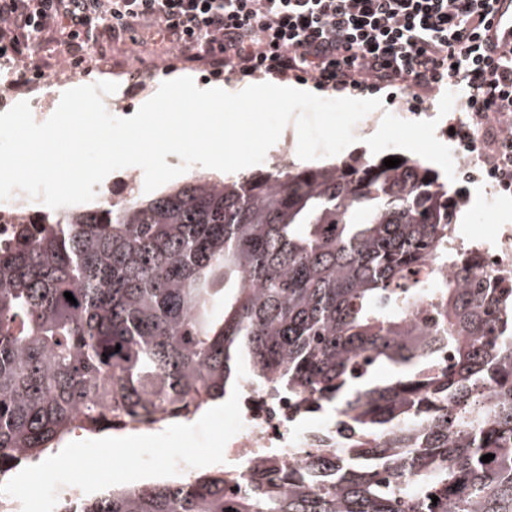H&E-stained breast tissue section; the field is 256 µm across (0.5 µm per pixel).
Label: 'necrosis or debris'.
<instances>
[{
    "label": "necrosis or debris",
    "instance_id": "obj_1",
    "mask_svg": "<svg viewBox=\"0 0 512 512\" xmlns=\"http://www.w3.org/2000/svg\"><path fill=\"white\" fill-rule=\"evenodd\" d=\"M470 245L473 276L498 293L512 292V236L474 238ZM240 407L244 427L227 443L223 464L238 476L274 463L308 464L318 453L316 436L332 443L344 433L331 412L303 413L290 396H271L262 385L249 386Z\"/></svg>",
    "mask_w": 512,
    "mask_h": 512
}]
</instances>
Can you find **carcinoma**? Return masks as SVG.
Returning a JSON list of instances; mask_svg holds the SVG:
<instances>
[{
    "mask_svg": "<svg viewBox=\"0 0 512 512\" xmlns=\"http://www.w3.org/2000/svg\"><path fill=\"white\" fill-rule=\"evenodd\" d=\"M383 161L196 173L23 220L0 246V469L50 457L76 428L189 421L252 382L340 404L357 437L237 493L218 469L78 512H512V295L448 251L456 203L439 174ZM436 246L458 275L422 328L410 314Z\"/></svg>",
    "mask_w": 512,
    "mask_h": 512,
    "instance_id": "cac0c4a2",
    "label": "carcinoma"
}]
</instances>
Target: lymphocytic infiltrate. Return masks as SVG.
<instances>
[{
  "mask_svg": "<svg viewBox=\"0 0 512 512\" xmlns=\"http://www.w3.org/2000/svg\"><path fill=\"white\" fill-rule=\"evenodd\" d=\"M494 0H0V57L26 61L33 39L65 31L73 66L99 38L165 42L213 72L269 74L337 93L383 88L422 105L441 87L465 91L460 145L512 192V49L495 51Z\"/></svg>",
  "mask_w": 512,
  "mask_h": 512,
  "instance_id": "f902f5d3",
  "label": "lymphocytic infiltrate"
}]
</instances>
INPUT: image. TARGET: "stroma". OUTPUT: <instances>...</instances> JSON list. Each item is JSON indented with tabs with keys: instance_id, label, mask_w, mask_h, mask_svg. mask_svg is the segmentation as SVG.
I'll return each mask as SVG.
<instances>
[{
	"instance_id": "35a3bbf8",
	"label": "stroma",
	"mask_w": 512,
	"mask_h": 512,
	"mask_svg": "<svg viewBox=\"0 0 512 512\" xmlns=\"http://www.w3.org/2000/svg\"><path fill=\"white\" fill-rule=\"evenodd\" d=\"M99 51L113 66L128 71H140L142 76L153 79L152 88H145L141 80L129 79L126 75L113 94L104 96L103 102L109 112L136 110L154 94L155 86L174 76L189 72L197 81L216 82L235 88L261 83V76H230L214 73L200 63L185 59L155 46L138 47L131 44L121 46L100 41ZM465 93L461 88L450 87L435 94L423 109L429 117L426 121L414 118L412 101L400 96L384 98L381 109L366 115L354 128L356 140L347 151L353 155L393 153L402 157L420 158L435 169L440 178L448 182V194L458 201L455 221L471 225L473 232L493 234L501 228L512 226V195L488 193L486 181L465 179L453 168L449 158L458 145L447 128L446 115L458 111Z\"/></svg>"
}]
</instances>
